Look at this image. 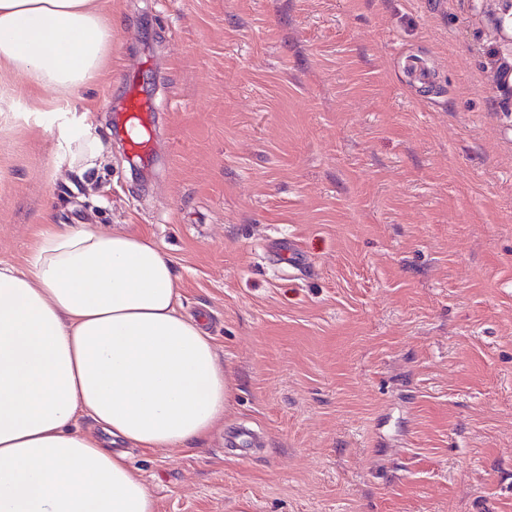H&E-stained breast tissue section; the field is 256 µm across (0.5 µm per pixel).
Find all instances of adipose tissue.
Returning <instances> with one entry per match:
<instances>
[{
  "instance_id": "ef3b65f1",
  "label": "adipose tissue",
  "mask_w": 512,
  "mask_h": 512,
  "mask_svg": "<svg viewBox=\"0 0 512 512\" xmlns=\"http://www.w3.org/2000/svg\"><path fill=\"white\" fill-rule=\"evenodd\" d=\"M111 49L98 0H0V69L29 86L72 97ZM61 138L79 173L106 151L90 123ZM180 298L171 259L134 232L47 224L23 267L0 262V512H154L112 444L197 448L232 396Z\"/></svg>"
}]
</instances>
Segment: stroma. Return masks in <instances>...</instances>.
<instances>
[{
	"mask_svg": "<svg viewBox=\"0 0 512 512\" xmlns=\"http://www.w3.org/2000/svg\"><path fill=\"white\" fill-rule=\"evenodd\" d=\"M100 4L112 54L78 98L0 70V261L46 223L171 257L233 394L200 448H129L155 512H512L495 0ZM131 81L158 106L136 174L107 108ZM85 120L109 153L79 174L58 132Z\"/></svg>",
	"mask_w": 512,
	"mask_h": 512,
	"instance_id": "35a3bbf8",
	"label": "stroma"
}]
</instances>
